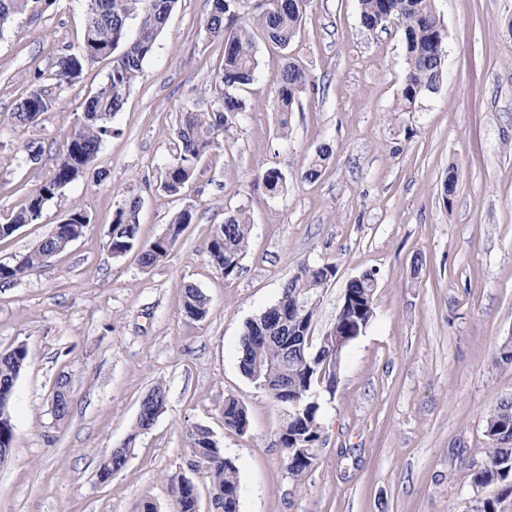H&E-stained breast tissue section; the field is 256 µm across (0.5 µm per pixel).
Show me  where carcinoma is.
I'll return each mask as SVG.
<instances>
[{
    "instance_id": "cac0c4a2",
    "label": "carcinoma",
    "mask_w": 512,
    "mask_h": 512,
    "mask_svg": "<svg viewBox=\"0 0 512 512\" xmlns=\"http://www.w3.org/2000/svg\"><path fill=\"white\" fill-rule=\"evenodd\" d=\"M52 4V0H0V32L9 28L16 16L38 2ZM177 0H88L84 38L76 53H64L56 62L58 79L74 81L85 66L102 57H112L107 79L84 101L82 116L70 134L65 149L59 154L49 177L29 196L19 211L0 221V239L11 236L25 224H35L42 217L45 204L59 195L70 183L83 174L95 161L105 139L114 135L112 117L122 110L127 96L143 71L146 58L152 53L157 37L174 9ZM434 0H359L361 23L369 31L381 27V17L390 15L392 23L404 32L407 68L399 90V104L405 112L422 94L435 88L442 75L445 58L439 56L433 38L438 23ZM308 0H268L264 7L246 11L245 0H210V9L204 20L206 33L224 41V65L220 82L221 106L209 112L187 109L170 132L176 150L175 163L165 172L163 189L177 194L193 176L196 164L208 155L216 140L234 127L238 115L247 110V102L240 91L251 84L256 75L253 32L261 31L271 43L288 48L301 28ZM310 82L309 75L297 64L289 63L282 73L277 91L281 113L280 126L288 128V112L298 94ZM60 106L56 86L44 74L34 76L30 90L21 98L12 112V121L24 128L46 112ZM327 147L320 148L302 174L306 181L316 180L329 157ZM257 180L270 193H278L285 184L284 176L275 168L259 173ZM139 204L137 199L126 201L116 210L111 223L109 249L112 256L121 257L136 248L142 267L152 268L163 262L171 243L192 223L193 212L185 208L168 225L167 236L138 246ZM64 234L46 236L13 263H0V287L9 286L31 271L42 269L47 260L63 252L66 239L77 240L86 230L88 215L74 206L64 215ZM251 231L250 220L242 211L229 215L217 224L207 244L211 264L224 277L234 275ZM335 275L330 264L302 263L281 289L278 301L249 320L241 339L239 368L248 380L263 384V390L280 404L288 396L299 398L300 413L292 415L279 430V441L288 449L285 464L295 478L303 477L313 466L316 457L304 460L295 456L299 448H315L320 439V405L312 398V388L319 381L331 388L336 383V372L343 349L337 348L336 336H326L313 344L307 339V325L312 321L316 296ZM376 278L365 272L358 279L347 282L343 300L345 310L336 319L337 332L351 343L367 327L373 317ZM306 299L299 320L289 319L283 328L281 309L288 308L294 297ZM209 309V299L192 283L184 287L183 310L192 319H201ZM252 336H268L265 343H253ZM289 352L283 353V345ZM260 361L263 372L254 378V361ZM27 350L14 347L0 360V383L8 392L25 369ZM67 383L57 384L55 414L64 418L69 413L70 399L63 393ZM512 395L503 397L485 419L488 446L486 460L475 473L477 485L501 484L512 479ZM224 425L240 432L248 426L245 409L232 397L224 400ZM146 424L136 419L132 434L122 451H113L99 466L103 481L126 466L125 456L130 443L145 432ZM188 445L192 456L204 468L208 490L224 502L223 512H238L239 477L234 462L224 457V451L211 432L195 426L188 430ZM170 493L176 503V512H197L196 498L181 480L167 479Z\"/></svg>"
}]
</instances>
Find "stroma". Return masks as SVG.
<instances>
[{
  "label": "stroma",
  "instance_id": "35a3bbf8",
  "mask_svg": "<svg viewBox=\"0 0 512 512\" xmlns=\"http://www.w3.org/2000/svg\"><path fill=\"white\" fill-rule=\"evenodd\" d=\"M445 63L435 91L398 109L406 70L397 25L369 31L359 0H310L288 49L255 34V81L226 139L179 194L161 188L174 161L170 132L181 112L217 108L224 43L207 35L208 0H177L143 73L112 120L94 167L48 201L39 223L0 240L11 263L49 235L74 206L91 222L45 268L0 288V352L27 349L10 404L16 434L0 466V512H138L151 500L174 512L165 476L192 460L186 431L209 429L238 469L239 512H471L490 499L512 512L502 485H476L485 462V415L512 394V0H434ZM85 0L16 17L0 32V220L47 178L106 79L110 59L64 84L61 104L20 129L12 113L35 73L78 51ZM310 76L280 131L276 92L288 63ZM39 163L19 164L26 142ZM330 156L313 181L302 174L320 147ZM281 171L271 194L258 172ZM456 172L452 203L442 184ZM139 198V241L163 236L190 207L195 220L166 260L142 268L137 251L108 249L115 211ZM244 211L252 228L233 277L213 267L214 225ZM335 266L320 291L314 337L334 324L352 277L374 272V314L347 347L334 390L314 388L321 439L314 466L294 480L278 431L280 405L239 369L245 323L275 304L299 263ZM211 301L188 318L183 288ZM68 376L70 410L53 392ZM162 384L155 425L134 434L139 402ZM246 410L244 431L226 427L225 398ZM130 443L108 482L101 459Z\"/></svg>",
  "mask_w": 512,
  "mask_h": 512
}]
</instances>
